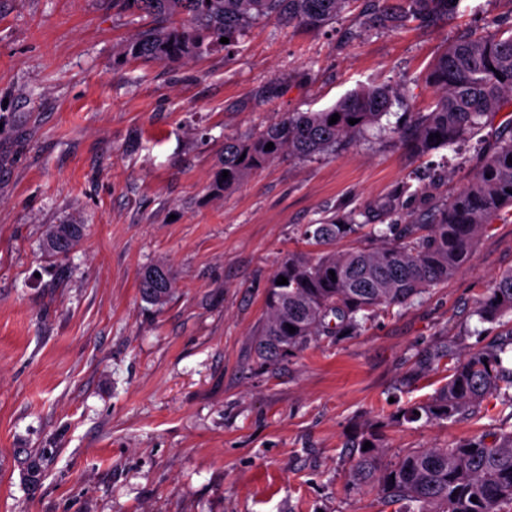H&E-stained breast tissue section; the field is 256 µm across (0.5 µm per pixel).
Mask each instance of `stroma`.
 Segmentation results:
<instances>
[{
  "mask_svg": "<svg viewBox=\"0 0 512 512\" xmlns=\"http://www.w3.org/2000/svg\"><path fill=\"white\" fill-rule=\"evenodd\" d=\"M361 0L314 30L276 20L232 48L175 64L126 54L149 17L112 0H0V512H399L349 480L351 433L377 424L383 462L506 426L487 398L452 422L394 424L446 368L413 357L448 341L476 349L474 308L512 269V223L490 225L468 265L364 332L321 338L260 364L270 280L306 225L386 202L451 196L481 154L418 156L371 130L307 161L281 157L215 196L224 141L285 112H318L362 85L404 90L389 122L428 111L425 76L458 32L495 31L512 0H461L432 24L358 34ZM82 225L65 256L55 224ZM168 267L157 308L139 282ZM42 474L30 483L23 451ZM152 275L156 276L153 279ZM174 290V278L164 265L155 264L146 267L140 278L142 298L155 307H163Z\"/></svg>",
  "mask_w": 512,
  "mask_h": 512,
  "instance_id": "stroma-1",
  "label": "stroma"
}]
</instances>
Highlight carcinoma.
I'll list each match as a JSON object with an SVG mask.
<instances>
[{
	"label": "carcinoma",
	"instance_id": "carcinoma-1",
	"mask_svg": "<svg viewBox=\"0 0 512 512\" xmlns=\"http://www.w3.org/2000/svg\"><path fill=\"white\" fill-rule=\"evenodd\" d=\"M133 15L183 22L143 30L127 54L165 64L178 63L220 46L229 49L254 24L275 19L284 25L324 28L350 0H116ZM366 24L396 30L411 20L434 23L457 11L460 0H365ZM505 32H462L430 65L426 82L435 93L428 112H411L400 125L383 117L401 95L393 86H362L329 109L287 112L262 131L224 141L222 166L212 182L216 195L242 182L253 170L281 155L307 160L362 139L378 128L418 155L440 149L455 153L493 122L512 112V27ZM226 37L224 45L220 39ZM339 120L329 124L333 115ZM358 123L351 125L349 120ZM440 134L441 141L430 140ZM274 143L271 150L267 143ZM512 122L495 131L472 180L449 200H436L398 227L378 228L351 212L323 224L306 225L308 244L324 246L351 234L372 241L367 248L343 253L291 251L284 256L266 295V318L257 331L255 353L262 364H275L306 348L320 336L361 333L373 315L396 306L408 308L429 290L464 268L478 236L496 221L512 219ZM228 172L222 178V172ZM78 224H55L49 238H63L61 254L78 243ZM334 274H329V271ZM288 284L278 285V277ZM174 290L171 271L146 267L140 278L142 298L164 306ZM480 323H497L502 336L485 346L459 353L441 343L420 355L416 368L428 371L452 362L448 380L426 401L403 407L396 422H440L463 418L489 396L512 408V367L504 354L512 346V270L498 275L489 296L473 310ZM295 332H289V327ZM372 448L363 450L365 442ZM357 449L349 476L374 488L390 502L406 503V512H512V429L499 428L494 440H463L452 447L427 448L383 464L382 439L374 428L360 429L350 441ZM476 501H471V498Z\"/></svg>",
	"mask_w": 512,
	"mask_h": 512
}]
</instances>
